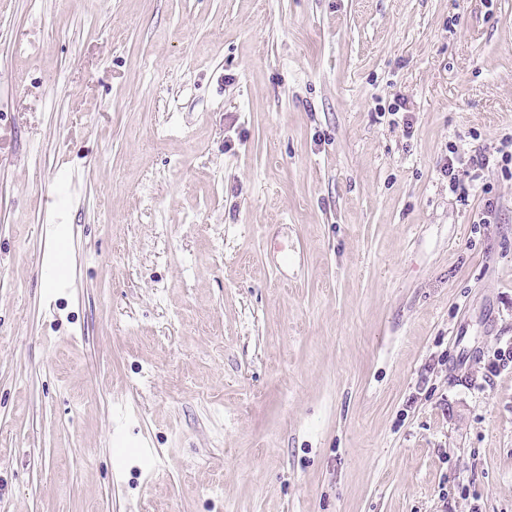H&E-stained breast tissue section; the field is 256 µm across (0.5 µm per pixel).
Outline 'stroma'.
Returning a JSON list of instances; mask_svg holds the SVG:
<instances>
[{
    "label": "stroma",
    "instance_id": "1",
    "mask_svg": "<svg viewBox=\"0 0 512 512\" xmlns=\"http://www.w3.org/2000/svg\"><path fill=\"white\" fill-rule=\"evenodd\" d=\"M510 132L512 0H0V512H512ZM448 156L446 155L444 158V162L441 166V172L449 177L448 188L451 192L455 193L457 190L464 193L465 188L460 185L459 174L456 172H460L459 167L456 165H464L462 158L458 154V151L452 146L448 149Z\"/></svg>",
    "mask_w": 512,
    "mask_h": 512
}]
</instances>
